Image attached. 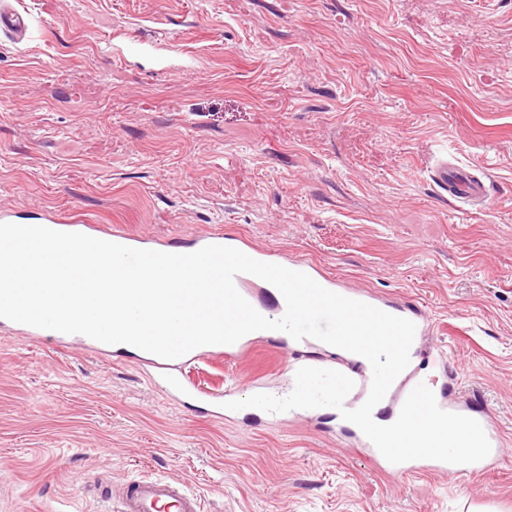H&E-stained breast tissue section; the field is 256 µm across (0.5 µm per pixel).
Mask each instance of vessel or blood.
Instances as JSON below:
<instances>
[{
  "mask_svg": "<svg viewBox=\"0 0 512 512\" xmlns=\"http://www.w3.org/2000/svg\"><path fill=\"white\" fill-rule=\"evenodd\" d=\"M0 29L9 31L20 40L26 35L27 21L20 13L0 6ZM431 177L440 189L448 192L454 200L464 204L476 205L485 200L489 194L490 187L485 179L472 174L469 170L444 162L433 169ZM46 225L56 231L77 232L97 239H109L128 247L146 249L150 246L149 241L125 231L85 224L78 217L57 212L47 217ZM245 252L261 262L284 263L286 268L307 274L332 292L364 302L389 314L409 319L415 324L416 332L410 350L412 363L396 378L383 400L374 408L373 419L376 423H393L398 418L409 393L421 383L434 392L436 401L443 410L465 416L472 414L466 402L449 400L447 389L440 385L437 376L426 375L419 368L420 363L425 361L443 370L448 367L446 353L427 347L425 344L426 337L433 335L435 325L422 304L411 299L394 300L363 288L341 284L338 279L303 258L281 261L275 253L251 243L247 244ZM235 285L240 294L263 316L269 318L284 314L285 300L279 290L270 283L250 274H240L235 278ZM259 342L263 343L272 355L281 359L285 368L293 371L302 367L310 348L320 347L325 355L335 358L337 371L346 374L355 383L354 389L345 400L346 407L357 408L366 400L372 380V369L365 358L327 344L318 345L313 338L290 340L284 338L278 331H254L243 336L236 343L201 346L174 360H165L145 351L141 352L140 357L155 368L154 380L168 397L182 405L191 402L208 405L211 408L212 418L220 420L225 416L224 403L236 400L245 392L257 388L258 380L254 379L224 390H206L190 380L187 370L198 363L211 360L237 362L246 357L252 346ZM476 417L491 444V452L485 459L452 467L438 460H411L400 464H385L387 473L396 480L404 481L430 471L450 469L459 475H476L495 469L503 457L502 439L488 416L481 414ZM119 505L120 512H203L199 498L189 493L171 477L143 478L128 482L124 487Z\"/></svg>",
  "mask_w": 512,
  "mask_h": 512,
  "instance_id": "1",
  "label": "vessel or blood"
}]
</instances>
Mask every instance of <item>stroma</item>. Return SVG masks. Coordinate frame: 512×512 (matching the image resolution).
Returning <instances> with one entry per match:
<instances>
[{
  "instance_id": "1",
  "label": "stroma",
  "mask_w": 512,
  "mask_h": 512,
  "mask_svg": "<svg viewBox=\"0 0 512 512\" xmlns=\"http://www.w3.org/2000/svg\"><path fill=\"white\" fill-rule=\"evenodd\" d=\"M0 208L167 241L221 229L419 301L499 427L475 476L397 483L310 417L219 423L150 369L0 327V512H108L167 475L204 512H512V0H9ZM486 174L458 209L437 161ZM284 396L266 350L202 363ZM3 2L0 5V29L3 28L14 35L16 40H22L27 32V21L23 15L3 7Z\"/></svg>"
}]
</instances>
